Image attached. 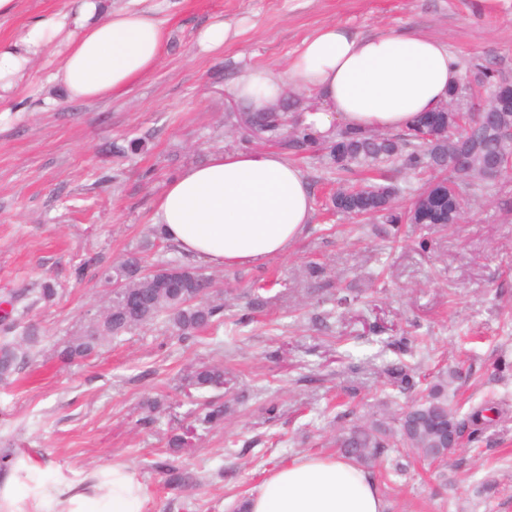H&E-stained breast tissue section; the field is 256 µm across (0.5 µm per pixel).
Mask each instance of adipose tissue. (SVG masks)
I'll return each instance as SVG.
<instances>
[{"label":"adipose tissue","instance_id":"obj_1","mask_svg":"<svg viewBox=\"0 0 512 512\" xmlns=\"http://www.w3.org/2000/svg\"><path fill=\"white\" fill-rule=\"evenodd\" d=\"M144 0H69L0 40V105L46 55L57 56L48 84L71 100L129 92L158 67L167 28ZM461 82L447 46L395 28L360 36L325 24L305 37L285 70L247 67L230 89L246 111L266 112L288 91L320 97L301 123L329 136L336 126L401 131L437 109ZM314 213L302 170L274 150L215 151L186 169L154 202V222L189 257L218 267L257 264L288 253ZM67 512H142V485L125 467L91 491L70 496ZM248 512H385L374 475L340 455H301L271 472Z\"/></svg>","mask_w":512,"mask_h":512}]
</instances>
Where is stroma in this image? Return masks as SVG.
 Instances as JSON below:
<instances>
[{
    "instance_id": "obj_1",
    "label": "stroma",
    "mask_w": 512,
    "mask_h": 512,
    "mask_svg": "<svg viewBox=\"0 0 512 512\" xmlns=\"http://www.w3.org/2000/svg\"><path fill=\"white\" fill-rule=\"evenodd\" d=\"M151 3L168 41L159 67L129 93L67 100L45 83L47 56L0 106V313L20 290L57 291L16 315L8 336L27 357L0 381V454L12 455L19 491L0 506L58 512L45 487L86 488L120 465L140 479L143 512H232L291 459L336 453L343 422L400 413L408 398L395 396L388 371L407 365L424 384L449 376L459 414L484 401L499 412L444 468L415 461L399 469L385 449L372 472L387 512H512V176L493 181L456 223L422 225L391 243L380 224L327 212L335 175L314 153H289L314 196L312 222L287 255L265 263L198 260L224 299L217 334L182 340L158 322L89 358L59 357L108 299L98 268L135 253L150 266L174 257L162 243L143 247L165 185L213 151L260 149L227 121L238 109L227 89L241 68L285 69L305 37L341 23L362 35L388 27L427 35L462 71L489 60L512 74V0L481 10L473 0ZM66 5L17 0L0 39ZM215 22L238 35L203 50L198 37ZM47 96L56 105L45 111ZM312 266L323 268L320 279H310ZM339 288L352 302L337 309L330 296ZM216 360L226 372L215 393L224 423L196 429L183 375ZM175 433L187 445L172 453ZM166 462L185 483H169Z\"/></svg>"
}]
</instances>
